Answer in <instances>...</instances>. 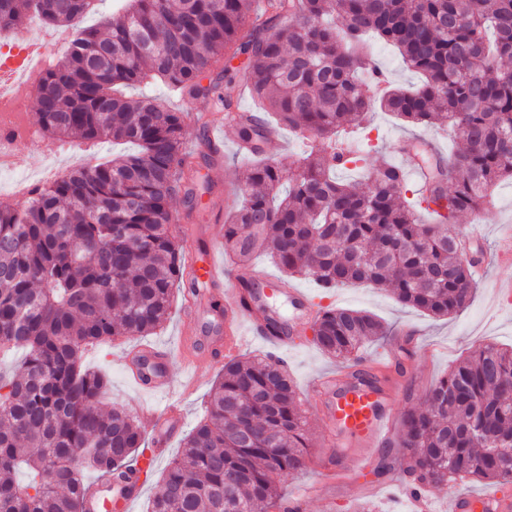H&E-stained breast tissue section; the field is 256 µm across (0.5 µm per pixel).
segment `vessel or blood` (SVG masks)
I'll return each instance as SVG.
<instances>
[{
    "label": "vessel or blood",
    "instance_id": "vessel-or-blood-1",
    "mask_svg": "<svg viewBox=\"0 0 512 512\" xmlns=\"http://www.w3.org/2000/svg\"><path fill=\"white\" fill-rule=\"evenodd\" d=\"M184 238L191 245H202L203 256L193 265L195 278L206 285L208 300L218 302V316L224 319V336L211 355L212 362L236 355L241 347L238 331L248 327L251 335L263 337L272 349L286 347L294 338L293 333L274 330L264 300L245 293L243 289L223 290L224 270L216 260L212 244H201V230L194 225L183 228ZM289 305L299 318L317 317L313 299L298 288L283 291ZM172 353L153 347L140 352V361L132 369L134 383L146 391H166L179 388L190 392L193 382L175 381L170 373ZM313 393L321 397L326 406L327 436L330 447L343 448L358 444L362 452L357 464H365L370 449L380 447L388 438L392 427L390 400L392 395L384 379H373L360 370L342 376H319L312 384ZM148 419L153 429V447L145 458L153 463L163 453L181 426V412L177 405L164 411L150 413ZM142 493L141 483L97 480L86 497L85 512H127L130 504ZM457 512H512V498L501 494H461L456 498Z\"/></svg>",
    "mask_w": 512,
    "mask_h": 512
}]
</instances>
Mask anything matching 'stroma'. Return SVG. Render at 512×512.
I'll list each match as a JSON object with an SVG mask.
<instances>
[{
    "label": "stroma",
    "mask_w": 512,
    "mask_h": 512,
    "mask_svg": "<svg viewBox=\"0 0 512 512\" xmlns=\"http://www.w3.org/2000/svg\"><path fill=\"white\" fill-rule=\"evenodd\" d=\"M341 139L350 141L355 151L364 158L365 168H373L385 161L403 164L399 151L403 140L423 138L435 142L443 158H455L461 151L446 129L417 127L398 120L388 112L374 111L369 115L367 129L341 132ZM201 174L207 175L209 191L199 192L194 200L176 197L170 204L172 214L180 223L196 224L219 232L224 228L227 211L240 203L239 189L245 183L250 160L237 155L233 140H225L215 161L198 157ZM512 227V183L500 185L488 199L481 223L474 224L460 219L452 229L463 236H474L484 245L489 257L482 278L477 281L469 306L462 312L441 318L432 317L415 308L403 305L388 291L372 286L321 288L312 279L291 278V285L308 289L319 307H342L368 312L381 320L391 330L389 336L365 342L359 350L362 359L398 361L402 371L391 372L389 380L395 391L391 400L392 417L400 419L406 408L424 405L428 386L445 376L453 364L465 358L478 345L498 343L512 347V300L502 298L496 291L498 280L512 278V264L503 265L494 250L505 227ZM182 294H175L171 314L160 330L149 336H127L111 344L89 348L87 366L104 372L110 385L103 394V409L122 408L132 414L143 410L163 407L166 403H179L183 424L171 441L164 457L157 463L152 477L146 482L141 498L134 503L131 512H147L150 499L171 459L180 454L183 440L203 418L205 401L220 366L210 363L207 351L210 344L223 336V326L214 323L208 311H201L195 324L183 327L184 309ZM189 335L192 350L197 357L195 372L197 384L192 395L178 393L159 395L138 389L130 380L124 359L128 352L144 346H165L177 349L181 335ZM285 368L294 380L300 408L312 433V445L308 450L309 465L306 470L285 479L281 487L284 498L301 496L302 512H352L354 505L365 499L364 485L377 483L381 490L376 499L387 512H406L407 477L403 473L402 460H394L392 469L383 477H376L374 467L356 472L346 471L336 479L324 474L326 447V423L323 411L308 394V388L316 375H334L343 365L335 358L323 354L314 344L310 328L299 334L298 347L284 352Z\"/></svg>",
    "instance_id": "obj_1"
}]
</instances>
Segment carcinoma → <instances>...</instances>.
Wrapping results in <instances>:
<instances>
[{
	"label": "carcinoma",
	"mask_w": 512,
	"mask_h": 512,
	"mask_svg": "<svg viewBox=\"0 0 512 512\" xmlns=\"http://www.w3.org/2000/svg\"><path fill=\"white\" fill-rule=\"evenodd\" d=\"M94 2L0 0V31L37 14L73 34L39 81L44 137L138 147L69 171L23 208L0 202V353L25 352L0 371V512H83L86 469L152 475L136 468L140 424L99 406L109 380L84 354L163 326L186 269L168 206L194 190L183 113L125 89L158 77L188 103L222 106L254 160L224 224L236 262L265 252L289 277L386 288L436 317L461 311L475 288L448 216L482 213L493 187L512 181V0H264L256 21L254 0H123L117 19L87 26ZM369 34L424 83L371 94L384 77L364 52ZM239 54L258 113L229 92ZM218 64L224 82L203 84ZM376 107L462 143L453 165L430 161L427 193L407 196L403 170L387 162L358 181L334 177L362 157L327 145ZM284 128L312 138L289 167L267 153L271 130ZM423 208L435 223L419 221ZM312 329L319 350L345 361L388 334L376 317L340 308L321 310ZM425 401L403 413L393 442L412 492L512 485V349L477 347ZM306 425L280 362L227 360L149 512H268L279 482L306 467Z\"/></svg>",
	"instance_id": "carcinoma-1"
}]
</instances>
